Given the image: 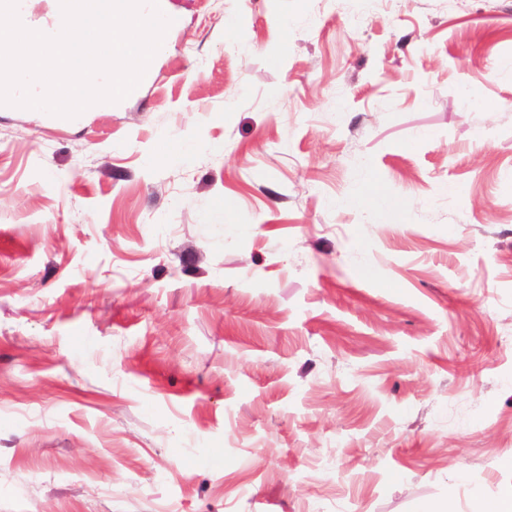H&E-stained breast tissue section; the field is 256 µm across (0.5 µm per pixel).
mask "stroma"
Instances as JSON below:
<instances>
[{"instance_id":"1","label":"stroma","mask_w":512,"mask_h":512,"mask_svg":"<svg viewBox=\"0 0 512 512\" xmlns=\"http://www.w3.org/2000/svg\"><path fill=\"white\" fill-rule=\"evenodd\" d=\"M161 9L123 101L0 109V512H478L512 0Z\"/></svg>"}]
</instances>
